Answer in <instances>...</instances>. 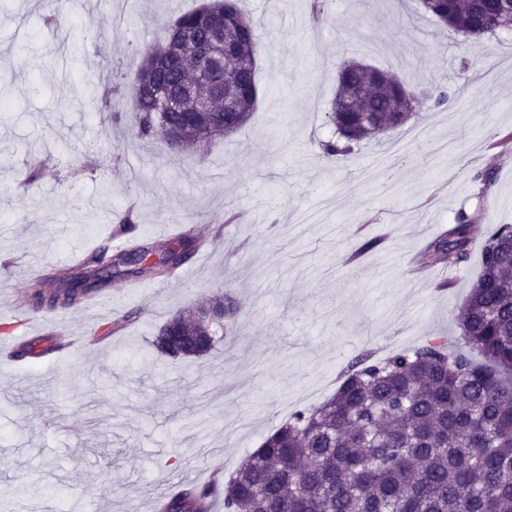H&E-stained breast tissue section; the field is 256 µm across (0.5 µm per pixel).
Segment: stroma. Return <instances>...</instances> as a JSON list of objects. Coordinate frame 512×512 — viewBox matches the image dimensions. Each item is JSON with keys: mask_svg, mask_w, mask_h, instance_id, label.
Masks as SVG:
<instances>
[{"mask_svg": "<svg viewBox=\"0 0 512 512\" xmlns=\"http://www.w3.org/2000/svg\"><path fill=\"white\" fill-rule=\"evenodd\" d=\"M203 0H0V323L27 340L59 330L120 332L72 354L10 360L0 346V512H126L172 485L229 478L295 411L322 403L357 352L384 357L460 335L481 264L422 254L459 212L512 224V30L460 41L420 0H243L264 43L247 122L195 155L128 133L142 58ZM420 89L399 130L432 150L390 156V137L327 158L326 118L347 62ZM119 66L121 119L106 126L89 89ZM458 96L432 108L427 93ZM42 177L27 182L29 166ZM493 168L483 186L478 175ZM142 237L179 223L209 241L189 278L113 277L111 308L21 314L47 270L118 246V214ZM242 301L233 335L202 358L173 361L150 343L167 318L215 291Z\"/></svg>", "mask_w": 512, "mask_h": 512, "instance_id": "35a3bbf8", "label": "stroma"}]
</instances>
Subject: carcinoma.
<instances>
[{
    "instance_id": "cac0c4a2",
    "label": "carcinoma",
    "mask_w": 512,
    "mask_h": 512,
    "mask_svg": "<svg viewBox=\"0 0 512 512\" xmlns=\"http://www.w3.org/2000/svg\"><path fill=\"white\" fill-rule=\"evenodd\" d=\"M425 9L465 39L497 31V0H427ZM224 26L229 54L224 64L236 80L206 112L189 99L176 110L160 105L158 92L177 95L199 78L196 48L183 43L158 53L176 28L202 40L208 14ZM263 48L256 25L239 0H211L178 16L147 48L137 73L136 120L132 135L158 139L182 153L234 132L257 101L256 60ZM117 75L99 81L103 110L118 122L110 98ZM414 87L388 72L360 62L337 74L336 97L328 121L339 139L323 144L329 157L345 156L351 144L391 134L409 119ZM485 239L481 270L462 312L458 347L443 337L350 366L336 393L322 404L299 410L250 453L245 465L222 487L180 484L163 497L160 512H211L215 499L224 512H512V227H480L464 212L448 236L425 254L436 265L448 253L467 262L468 246ZM151 265L143 262L154 244L112 252L104 245L65 278H40L21 303L27 311L66 309L105 290L112 277L171 275L181 252L203 245L184 234ZM224 311L223 334L232 332L242 305L219 291L187 313L170 318L152 345L172 358L200 357L215 343L211 313ZM52 345L23 343L8 357L43 356Z\"/></svg>"
}]
</instances>
